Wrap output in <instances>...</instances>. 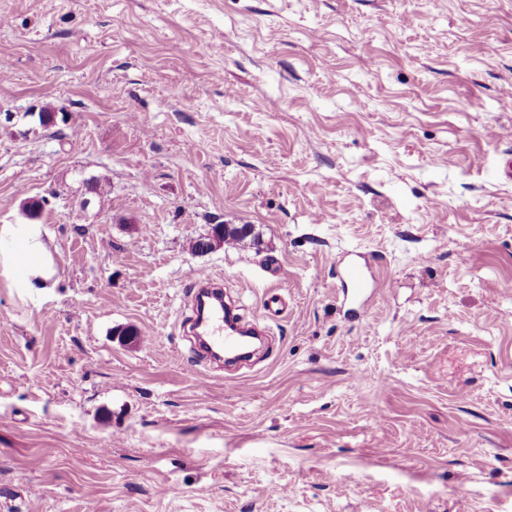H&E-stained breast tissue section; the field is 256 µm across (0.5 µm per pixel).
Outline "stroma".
<instances>
[{"label": "stroma", "mask_w": 512, "mask_h": 512, "mask_svg": "<svg viewBox=\"0 0 512 512\" xmlns=\"http://www.w3.org/2000/svg\"><path fill=\"white\" fill-rule=\"evenodd\" d=\"M508 157L512 0H0V224L47 198L58 268L0 275V512H512ZM191 268L251 367L200 381ZM217 226L223 227V234L215 235L214 239L210 237L203 238V236L197 238L189 244L190 251L198 254L205 253L203 252L205 248H207L209 252L221 247V243L227 246H245L254 242V238L252 237L253 228L248 224H243L241 227L233 224H217ZM247 226L250 228L246 231L245 228ZM341 260L336 261V268L342 282L346 285L344 299L357 300L364 296L367 282L362 268L356 263H347L339 269Z\"/></svg>", "instance_id": "stroma-1"}]
</instances>
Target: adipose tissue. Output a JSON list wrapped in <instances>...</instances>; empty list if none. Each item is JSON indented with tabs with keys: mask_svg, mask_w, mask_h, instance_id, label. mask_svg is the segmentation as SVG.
I'll list each match as a JSON object with an SVG mask.
<instances>
[{
	"mask_svg": "<svg viewBox=\"0 0 512 512\" xmlns=\"http://www.w3.org/2000/svg\"><path fill=\"white\" fill-rule=\"evenodd\" d=\"M57 272L42 224L26 219L0 224V274L19 295L46 296L57 284Z\"/></svg>",
	"mask_w": 512,
	"mask_h": 512,
	"instance_id": "adipose-tissue-1",
	"label": "adipose tissue"
}]
</instances>
